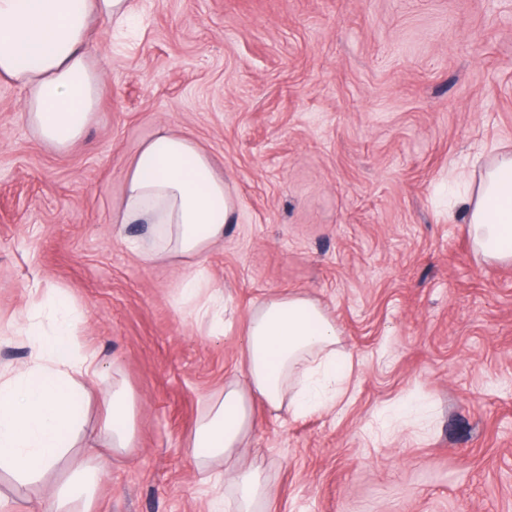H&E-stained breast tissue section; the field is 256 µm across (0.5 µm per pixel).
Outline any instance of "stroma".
I'll use <instances>...</instances> for the list:
<instances>
[{"label":"stroma","mask_w":512,"mask_h":512,"mask_svg":"<svg viewBox=\"0 0 512 512\" xmlns=\"http://www.w3.org/2000/svg\"><path fill=\"white\" fill-rule=\"evenodd\" d=\"M100 27L93 123L68 152L42 143L23 93L0 81V365L14 333L63 292L81 345L109 366L85 385L83 435L120 372L133 449L113 455L91 512H211L186 451L206 397L241 367L250 309L282 292L324 306L353 355L334 408L256 405L241 466L266 512H512V264L472 246L446 187L512 144V0H135ZM167 129L191 137L232 194L236 222L203 263L143 262L117 227L126 170ZM203 272L224 333L177 300ZM38 486L0 473V512Z\"/></svg>","instance_id":"obj_1"}]
</instances>
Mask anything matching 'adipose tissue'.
I'll list each match as a JSON object with an SVG mask.
<instances>
[{"instance_id":"obj_1","label":"adipose tissue","mask_w":512,"mask_h":512,"mask_svg":"<svg viewBox=\"0 0 512 512\" xmlns=\"http://www.w3.org/2000/svg\"><path fill=\"white\" fill-rule=\"evenodd\" d=\"M131 0H0V78L24 93V119L56 151L70 150L93 122L103 70L90 53L101 22H128ZM474 250L485 260L512 263V149L493 148L469 177L461 196ZM235 220L232 195L209 156L189 137L159 131L133 158L116 217L143 224L147 235L129 248L147 263L160 258L203 259ZM51 334L19 326L30 342L24 369L0 368V469L34 485L55 470L83 428L85 376L103 371L96 353L82 348L70 303L56 295ZM242 372L205 401L188 439L200 466L224 459L226 482L240 512H257L264 493L259 468L237 458L255 425L253 405L300 417L336 403L350 365L334 319L315 300L275 294L249 312L240 339ZM109 441H85L80 463L55 485L46 512H86L109 453L134 445L133 404L127 385L112 382L101 420Z\"/></svg>"}]
</instances>
